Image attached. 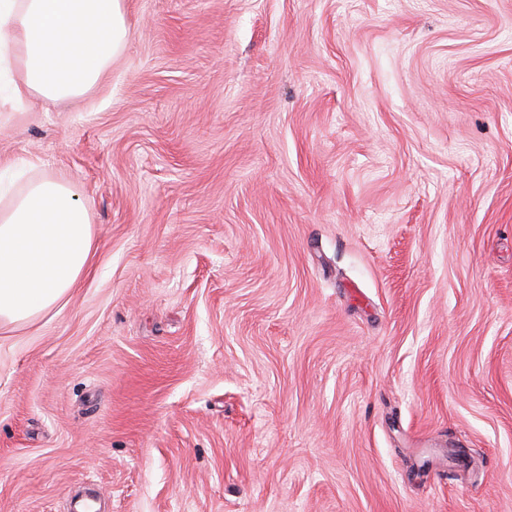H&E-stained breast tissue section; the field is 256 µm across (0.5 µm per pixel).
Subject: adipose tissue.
Listing matches in <instances>:
<instances>
[{
	"label": "adipose tissue",
	"mask_w": 512,
	"mask_h": 512,
	"mask_svg": "<svg viewBox=\"0 0 512 512\" xmlns=\"http://www.w3.org/2000/svg\"><path fill=\"white\" fill-rule=\"evenodd\" d=\"M123 0H0L6 102L84 95L127 42ZM96 246L73 188L42 178L0 203V328L29 322L72 295Z\"/></svg>",
	"instance_id": "1"
}]
</instances>
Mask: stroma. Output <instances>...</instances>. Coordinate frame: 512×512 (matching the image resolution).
Listing matches in <instances>:
<instances>
[{
	"instance_id": "obj_1",
	"label": "stroma",
	"mask_w": 512,
	"mask_h": 512,
	"mask_svg": "<svg viewBox=\"0 0 512 512\" xmlns=\"http://www.w3.org/2000/svg\"><path fill=\"white\" fill-rule=\"evenodd\" d=\"M0 106L92 272L0 331V512H512V0H124Z\"/></svg>"
}]
</instances>
